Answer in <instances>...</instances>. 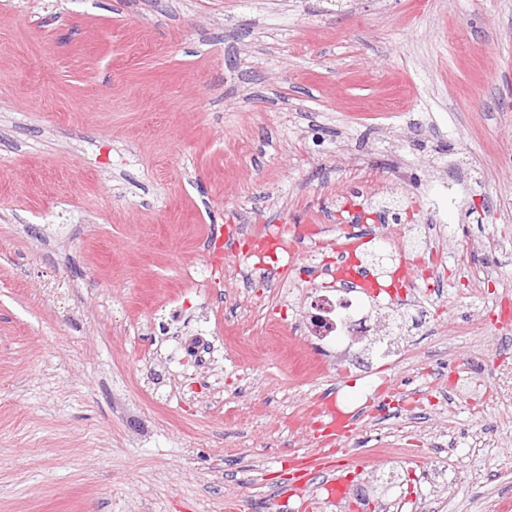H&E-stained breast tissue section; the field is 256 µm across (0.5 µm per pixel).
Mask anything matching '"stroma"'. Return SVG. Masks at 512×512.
I'll use <instances>...</instances> for the list:
<instances>
[{"label":"stroma","mask_w":512,"mask_h":512,"mask_svg":"<svg viewBox=\"0 0 512 512\" xmlns=\"http://www.w3.org/2000/svg\"><path fill=\"white\" fill-rule=\"evenodd\" d=\"M512 0H0V512H319L320 487L395 472L456 441L447 512L512 499V407L450 399L433 359L512 342L492 306L512 296V253L482 298L455 254L512 239ZM380 192L418 233L436 205L450 268L425 311L389 313L358 339L369 373L289 388L300 304L226 298L208 237L240 224L342 220L336 193ZM257 345V383L224 344ZM223 349L173 368V337ZM409 350L396 365L391 351ZM403 379L429 403H375L363 427L299 446L286 415L308 394L361 405ZM494 452L469 451L478 413ZM395 439L384 458L373 451ZM317 454L307 489L283 458Z\"/></svg>","instance_id":"stroma-1"}]
</instances>
